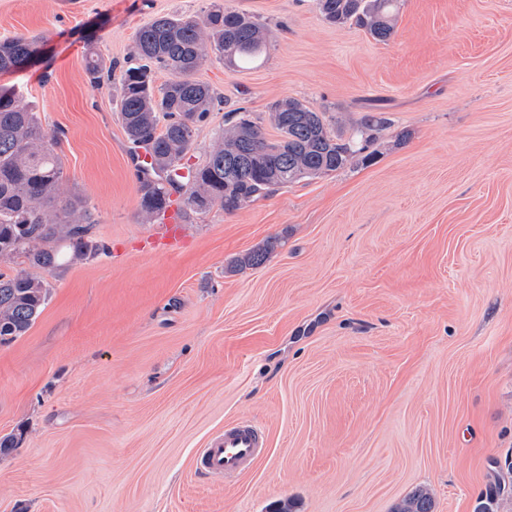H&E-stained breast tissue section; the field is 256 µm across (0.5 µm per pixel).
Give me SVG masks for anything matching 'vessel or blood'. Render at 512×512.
Wrapping results in <instances>:
<instances>
[{
	"mask_svg": "<svg viewBox=\"0 0 512 512\" xmlns=\"http://www.w3.org/2000/svg\"><path fill=\"white\" fill-rule=\"evenodd\" d=\"M263 437V430L251 421L242 419L227 425L198 449L194 469L209 478L232 480L264 455Z\"/></svg>",
	"mask_w": 512,
	"mask_h": 512,
	"instance_id": "vessel-or-blood-1",
	"label": "vessel or blood"
}]
</instances>
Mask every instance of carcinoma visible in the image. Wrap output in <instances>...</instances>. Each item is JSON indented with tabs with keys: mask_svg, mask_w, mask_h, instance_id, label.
<instances>
[{
	"mask_svg": "<svg viewBox=\"0 0 512 512\" xmlns=\"http://www.w3.org/2000/svg\"><path fill=\"white\" fill-rule=\"evenodd\" d=\"M398 0H316L324 19L357 25L373 38L389 39ZM41 39L18 36L0 40V71L23 68L40 51ZM267 48L264 26L252 16L212 7L200 17L158 16L135 34L134 51L125 65L105 63L94 53L86 73L96 85L117 83L118 112L124 133L135 148H146L151 162L139 169L138 191L145 218L161 215L172 193L182 206L205 212L215 205L232 212L304 178L350 165L364 147L329 127L323 113L286 98L276 102L270 122L278 135L266 136L261 122L245 111L231 112V124L216 138L204 163H191L199 123L223 103L207 83L196 78L211 58L234 65L262 56ZM169 78L155 85L156 75ZM57 138L45 130L38 113L18 103L12 89H0V258L21 256L45 273L59 267V248L78 261L93 249L89 235L95 218L83 195L64 188ZM273 243L231 262V270L259 266ZM50 285L26 270L0 273V344L26 334L50 299ZM512 498L505 481L489 485L473 512H498ZM393 512H435L429 489L418 487Z\"/></svg>",
	"mask_w": 512,
	"mask_h": 512,
	"instance_id": "obj_1",
	"label": "carcinoma"
}]
</instances>
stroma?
<instances>
[{
    "label": "stroma",
    "mask_w": 512,
    "mask_h": 512,
    "mask_svg": "<svg viewBox=\"0 0 512 512\" xmlns=\"http://www.w3.org/2000/svg\"><path fill=\"white\" fill-rule=\"evenodd\" d=\"M212 0H0V39L41 37L0 73L58 136L98 252L48 279L26 335L0 344V512H392L431 490L472 512L512 462V0H400L379 41L315 0H223L270 32L259 59L197 74L227 112L293 97L343 137L387 124L366 161L233 211L187 212L168 249L140 209L117 86L159 15ZM258 267L230 264L266 242ZM249 418L268 452L231 484L191 459Z\"/></svg>",
    "instance_id": "35a3bbf8"
}]
</instances>
